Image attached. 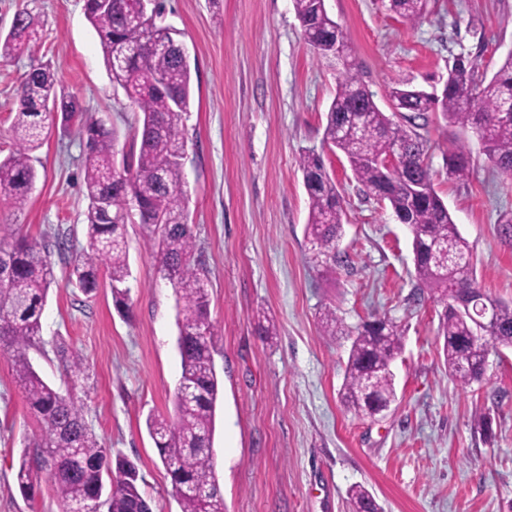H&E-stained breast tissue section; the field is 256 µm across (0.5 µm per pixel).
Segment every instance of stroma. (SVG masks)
I'll list each match as a JSON object with an SVG mask.
<instances>
[{"label": "stroma", "mask_w": 512, "mask_h": 512, "mask_svg": "<svg viewBox=\"0 0 512 512\" xmlns=\"http://www.w3.org/2000/svg\"><path fill=\"white\" fill-rule=\"evenodd\" d=\"M380 111L392 87L441 92L454 58L493 75L512 51V0H429L412 23L387 0H326ZM28 9L40 22L38 58L87 114L109 116L128 151L137 114L108 80L85 0H0V29ZM161 22L190 53L192 105L183 171L196 254L206 270L220 382L213 463L225 512H351L364 485L384 512H512V347L490 349L481 381L452 377L438 336L442 306L414 299L412 236L368 197L344 155L324 144L326 112L343 63L306 44L292 0H162ZM28 54L0 61V157L15 148L11 126ZM435 189L468 241L477 279L512 302V243L497 224L512 209V179L494 169L460 125L429 117L424 131ZM465 144L470 174L456 181L445 158ZM324 156L343 197L340 248L347 266L323 276L306 259L309 197L297 159ZM85 144L56 127L33 153L36 179L23 210L0 200V224L22 226L51 263L37 347L39 375L81 402L88 428L114 456L133 461L153 512H180L145 420L172 415L181 373L177 305L144 246L127 227L129 314H119L107 278L85 293L66 278L69 250L85 246ZM331 308L348 329L372 313L404 328L392 363L397 400L385 415H356L341 399L351 338L323 333ZM273 318L278 334L260 325ZM79 352L88 377L71 384L59 347ZM41 433L13 362L0 352V512H62L48 477L22 493L15 472Z\"/></svg>", "instance_id": "obj_1"}]
</instances>
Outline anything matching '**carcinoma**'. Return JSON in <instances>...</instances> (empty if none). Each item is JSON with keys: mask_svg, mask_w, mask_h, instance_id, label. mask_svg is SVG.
<instances>
[{"mask_svg": "<svg viewBox=\"0 0 512 512\" xmlns=\"http://www.w3.org/2000/svg\"><path fill=\"white\" fill-rule=\"evenodd\" d=\"M389 11L416 22L429 0H388ZM305 40L318 54L342 55L345 37L326 9V0H294ZM87 18L99 38L113 88L123 90L141 114L130 152L117 159L118 131L84 117L79 102L58 91L43 63L31 64L16 89L13 134L16 149L0 160V195L20 210L36 178L30 152L57 124L75 125L85 140L83 183L87 243L68 257V282L90 293L105 272L118 312L127 308L131 275L126 224L150 231L148 243L160 277L177 298V347L181 375L175 392V420L150 414L146 427L176 490L181 512H224V497L210 448L215 430L219 379L214 362L213 326L204 271L195 256L188 224L182 160L186 141L182 117L190 111L191 66L173 45L172 29L158 23L161 12H144L139 0H86ZM38 22L27 10L15 14L14 34L0 40V59L38 48ZM397 121L381 122L373 94L359 73H340L326 113L324 139L347 159L365 192L386 203L408 225L417 280L416 296L428 289L443 304L439 333L448 370L464 384L481 380L483 351L470 343L478 328L448 306V287H479L472 253L443 199L435 191L421 133L429 114L439 112L467 127L500 173L512 178V52L486 77L464 55L455 58L441 94L412 86L390 92ZM298 166L309 197L305 228L308 262L325 274L347 263L339 249L343 235L341 195L320 153L306 149ZM470 165L463 148L448 155V177L464 180ZM55 276L38 244L20 227L0 229V349L14 358V370L29 411L40 421L33 459L22 456L16 472L24 494L33 474L46 470L64 504L63 512H152L140 490L139 469L131 460L110 457L87 427L72 398L46 383L27 351L40 339L42 316ZM353 337L343 387L348 407L368 413L396 397L391 363L402 350L396 321L371 316L348 331ZM491 340L512 346V306L496 302ZM58 355L71 381L85 375L82 356L62 346ZM353 512H382L362 485L351 489Z\"/></svg>", "mask_w": 512, "mask_h": 512, "instance_id": "1", "label": "carcinoma"}]
</instances>
